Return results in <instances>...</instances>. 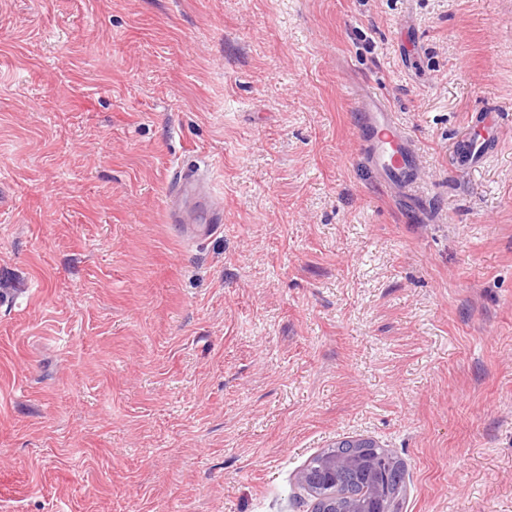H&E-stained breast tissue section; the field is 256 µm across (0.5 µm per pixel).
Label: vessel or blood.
<instances>
[{
	"mask_svg": "<svg viewBox=\"0 0 512 512\" xmlns=\"http://www.w3.org/2000/svg\"><path fill=\"white\" fill-rule=\"evenodd\" d=\"M358 140L364 157L381 184L415 192L419 186L418 153L413 141L396 121L385 99L368 89L357 99ZM499 116L479 112L468 121V132L457 151L461 164L477 165L500 151ZM167 212L172 222L199 224L213 230L224 221L223 203L214 201L208 183L197 168L179 170L167 194Z\"/></svg>",
	"mask_w": 512,
	"mask_h": 512,
	"instance_id": "obj_1",
	"label": "vessel or blood"
}]
</instances>
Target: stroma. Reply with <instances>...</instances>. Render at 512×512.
I'll return each instance as SVG.
<instances>
[{
  "mask_svg": "<svg viewBox=\"0 0 512 512\" xmlns=\"http://www.w3.org/2000/svg\"><path fill=\"white\" fill-rule=\"evenodd\" d=\"M367 84L419 205L364 164ZM349 437L403 512H512V0H0V512H310ZM496 112H479L468 121V133L457 150L459 164L478 165L501 149L502 138ZM167 212L172 222L202 224L212 231L224 222L222 201L213 202V196L200 168L180 169L167 194Z\"/></svg>",
  "mask_w": 512,
  "mask_h": 512,
  "instance_id": "stroma-1",
  "label": "stroma"
}]
</instances>
